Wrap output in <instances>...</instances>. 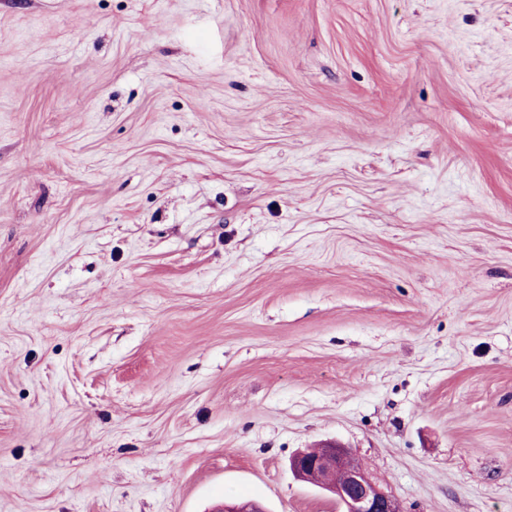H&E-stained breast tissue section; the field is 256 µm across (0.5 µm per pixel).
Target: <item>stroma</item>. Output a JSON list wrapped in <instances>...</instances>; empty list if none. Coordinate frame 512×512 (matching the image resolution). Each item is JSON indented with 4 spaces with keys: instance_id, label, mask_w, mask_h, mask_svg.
Returning <instances> with one entry per match:
<instances>
[{
    "instance_id": "obj_1",
    "label": "stroma",
    "mask_w": 512,
    "mask_h": 512,
    "mask_svg": "<svg viewBox=\"0 0 512 512\" xmlns=\"http://www.w3.org/2000/svg\"><path fill=\"white\" fill-rule=\"evenodd\" d=\"M512 512V0H0V512ZM290 469L298 480L327 492L340 512H401L396 499L378 487L338 444H325L313 456L297 454Z\"/></svg>"
}]
</instances>
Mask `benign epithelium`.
<instances>
[{
    "instance_id": "benign-epithelium-1",
    "label": "benign epithelium",
    "mask_w": 512,
    "mask_h": 512,
    "mask_svg": "<svg viewBox=\"0 0 512 512\" xmlns=\"http://www.w3.org/2000/svg\"><path fill=\"white\" fill-rule=\"evenodd\" d=\"M290 469L298 480L327 492L340 512H401L396 499L338 444H325L313 456L305 452L294 456Z\"/></svg>"
}]
</instances>
